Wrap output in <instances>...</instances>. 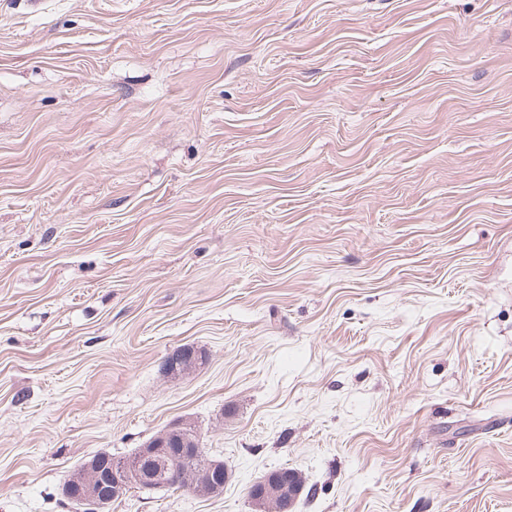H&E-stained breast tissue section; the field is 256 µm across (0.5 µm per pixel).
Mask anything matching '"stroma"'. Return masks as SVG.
<instances>
[{"label": "stroma", "instance_id": "1", "mask_svg": "<svg viewBox=\"0 0 512 512\" xmlns=\"http://www.w3.org/2000/svg\"><path fill=\"white\" fill-rule=\"evenodd\" d=\"M178 420L111 512H512V0H0V512ZM184 358H190L193 365L197 366L204 360V354L189 347L175 349L162 361V374L167 378H180L188 375V372L179 370V367H183L182 365L178 366ZM195 448H182V451L189 452H201V445L195 443ZM185 452L181 453L179 448L169 447L168 456L171 466H174L175 470L172 472L171 477L169 478V484L165 483L159 486V488H173L175 490H183L187 491L188 488L192 493H194L197 486L203 487L209 482L208 488L209 493L207 494L210 497H217L224 493V486L229 481V475L225 471H220V469L224 468V463L222 461H212L206 459L205 464H203L200 471L191 479H187V486L185 487V479L188 475L194 473L201 466V463L205 460L202 454L198 456H194L193 454ZM219 469V471H214L211 476V471L214 469ZM225 472V476H224ZM214 481H212L211 480ZM223 482H216L221 481ZM216 482V483H215ZM289 484H283L276 475L267 473L254 481L247 490L252 512H287L291 503L299 496L302 487L293 473H288Z\"/></svg>", "mask_w": 512, "mask_h": 512}]
</instances>
